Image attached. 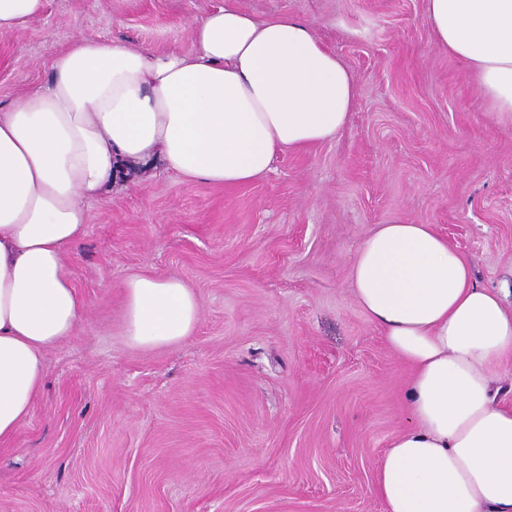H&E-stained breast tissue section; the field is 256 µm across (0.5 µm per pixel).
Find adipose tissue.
I'll list each match as a JSON object with an SVG mask.
<instances>
[{"label": "adipose tissue", "mask_w": 512, "mask_h": 512, "mask_svg": "<svg viewBox=\"0 0 512 512\" xmlns=\"http://www.w3.org/2000/svg\"><path fill=\"white\" fill-rule=\"evenodd\" d=\"M424 20L490 109L512 115V0H425ZM188 35L187 54L77 36L45 85L0 111V441L30 414L45 350L85 314L65 252L86 232L87 200L156 162L187 182L244 185L348 122L355 77L308 23L224 0ZM123 289L131 346L194 332L200 305L181 279L136 275ZM351 289L411 368L409 424L374 485L386 512H512V408L497 388L512 359V292L478 286L431 225L401 220L365 237Z\"/></svg>", "instance_id": "adipose-tissue-1"}]
</instances>
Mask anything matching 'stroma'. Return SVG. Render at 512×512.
<instances>
[{"label":"stroma","instance_id":"stroma-1","mask_svg":"<svg viewBox=\"0 0 512 512\" xmlns=\"http://www.w3.org/2000/svg\"><path fill=\"white\" fill-rule=\"evenodd\" d=\"M224 0H47L0 33V108L43 85L84 34L159 53ZM308 22L357 96L336 139L224 188L153 169L88 201L68 250L87 306L45 356L42 386L0 443V512H385L376 466L407 423L406 365L350 289L376 225L429 224L512 289V117L424 21V0H241ZM175 277L199 323L130 346L122 283Z\"/></svg>","mask_w":512,"mask_h":512}]
</instances>
